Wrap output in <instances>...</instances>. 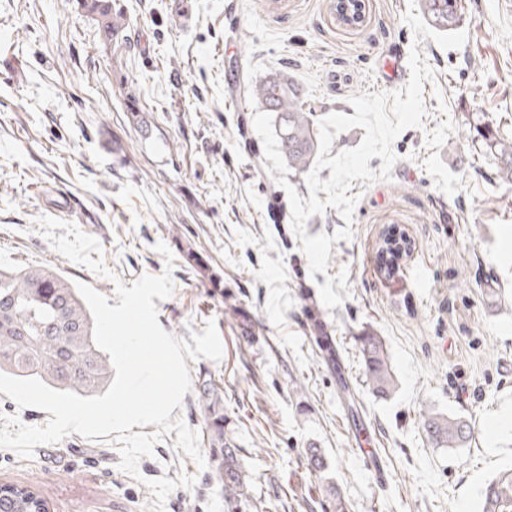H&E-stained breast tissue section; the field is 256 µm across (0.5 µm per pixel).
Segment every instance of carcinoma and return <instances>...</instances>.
I'll return each instance as SVG.
<instances>
[{
  "label": "carcinoma",
  "mask_w": 512,
  "mask_h": 512,
  "mask_svg": "<svg viewBox=\"0 0 512 512\" xmlns=\"http://www.w3.org/2000/svg\"><path fill=\"white\" fill-rule=\"evenodd\" d=\"M458 0H422V10L434 29L449 31L461 22ZM81 9L97 17L108 38L118 29L112 0H78ZM248 97L274 115L273 125L288 174L296 177L310 168L318 149L315 108L305 105L301 91L287 73H275L252 82ZM483 154L497 162L498 177L512 182V131L500 127L483 134ZM0 373L34 377L49 387L73 391L82 397L104 393L112 382V362L93 338V318L76 285L52 267L0 269ZM315 342L322 357L335 363L336 350L324 336L321 314L312 319ZM372 393L384 398L395 390V378L383 340L373 330L356 337ZM211 460L224 487V512H247L250 486L239 448L224 430V400L214 387H203ZM422 426L437 448H465L474 439L473 428L462 416L428 413ZM308 468L315 474L328 468L325 450L315 444L305 450ZM328 512H349L338 487L327 486ZM45 501L28 487L0 489V512H40ZM480 512H512V468L500 472L482 491Z\"/></svg>",
  "instance_id": "1"
}]
</instances>
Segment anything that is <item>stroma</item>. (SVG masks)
I'll use <instances>...</instances> for the list:
<instances>
[{"label": "stroma", "instance_id": "1", "mask_svg": "<svg viewBox=\"0 0 512 512\" xmlns=\"http://www.w3.org/2000/svg\"><path fill=\"white\" fill-rule=\"evenodd\" d=\"M112 2L123 19L107 40L75 0H0V269L50 265L115 306L116 283L163 272L164 243L174 291L156 303L159 324L187 340L211 320L223 343L220 361H187L192 390L173 414L209 454L199 396L217 385L252 512H322L330 481L349 512H479L488 480L512 467V427L495 425L512 414V184L483 156L475 123L512 119V7L460 0L467 39L444 49L415 41L404 21L420 0H365L356 28L337 20L335 0ZM414 49L436 75L423 123L395 140L390 180L353 181L351 222L332 207L307 221L310 236L353 230L332 244L326 273H310L260 137L239 133L259 110L243 86L284 70L316 117L351 116L350 96L402 88L383 66ZM43 216L96 237L106 275L60 253ZM390 226L412 247L386 278L377 255ZM343 269L351 296L325 308L318 287ZM313 309L340 372L312 337ZM365 327L385 341L390 397L368 388L354 342ZM430 412L471 421L470 446L434 447ZM176 439L165 435L135 477L106 436L74 433L27 458L0 448V485L34 488L49 512H145L147 480L185 473L194 486L175 489L164 512H224L212 468ZM312 443L327 454L325 477L304 466Z\"/></svg>", "mask_w": 512, "mask_h": 512}]
</instances>
